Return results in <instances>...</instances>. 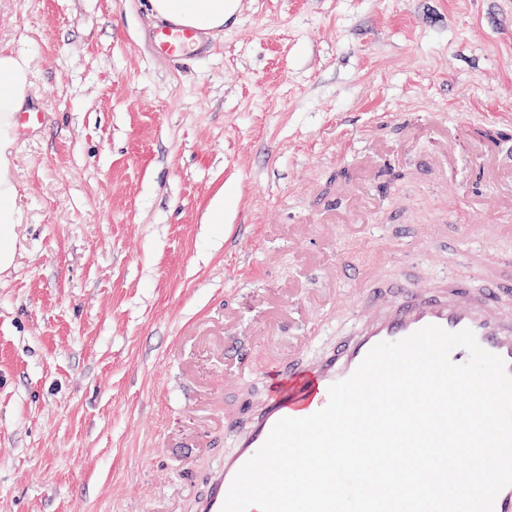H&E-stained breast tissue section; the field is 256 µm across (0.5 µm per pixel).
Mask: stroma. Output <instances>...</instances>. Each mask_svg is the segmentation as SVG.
<instances>
[{"label": "stroma", "instance_id": "stroma-1", "mask_svg": "<svg viewBox=\"0 0 512 512\" xmlns=\"http://www.w3.org/2000/svg\"><path fill=\"white\" fill-rule=\"evenodd\" d=\"M159 25L143 0H0L45 114L11 147L0 512H157L177 488L194 512L234 447L219 419L356 329L355 271L478 302L512 271V237H458L512 185L415 118L512 113V0H239L179 64ZM428 224L440 248L405 241Z\"/></svg>", "mask_w": 512, "mask_h": 512}]
</instances>
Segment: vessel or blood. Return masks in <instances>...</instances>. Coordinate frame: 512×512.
<instances>
[{
    "label": "vessel or blood",
    "mask_w": 512,
    "mask_h": 512,
    "mask_svg": "<svg viewBox=\"0 0 512 512\" xmlns=\"http://www.w3.org/2000/svg\"><path fill=\"white\" fill-rule=\"evenodd\" d=\"M200 38L197 30L167 23L156 31L154 41L163 55L171 60L183 57L187 48ZM482 122L503 131L512 130V115H470L462 124H449L448 144L460 142V126ZM489 222L463 225L464 234H477L482 240L512 232L511 224H501L497 215L511 208L498 198L489 197L483 205ZM363 303L371 310L369 321L363 322L353 337L339 342L311 367L296 366L276 370L263 407L249 415L245 432L235 439L234 450L211 473L208 486L195 502V512H222L231 483L241 467L258 451L275 423L283 418H304L323 409L329 402L330 387L350 377L369 351L383 341H397L415 331L436 325L450 332L472 330L478 344L503 358L512 369V309L502 304L512 295V272L491 279L486 297L475 303L465 297L463 284L451 283L449 292L421 286L411 281L396 285L390 301H377V284L363 279Z\"/></svg>",
    "instance_id": "vessel-or-blood-1"
}]
</instances>
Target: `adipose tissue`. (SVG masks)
<instances>
[{
    "label": "adipose tissue",
    "instance_id": "obj_1",
    "mask_svg": "<svg viewBox=\"0 0 512 512\" xmlns=\"http://www.w3.org/2000/svg\"><path fill=\"white\" fill-rule=\"evenodd\" d=\"M149 13L160 20L202 32L223 29L237 10L235 0H147ZM30 87L29 60L24 52L0 48V269L14 259L16 232L22 220L18 191L8 175V149L13 142L12 113L24 109Z\"/></svg>",
    "mask_w": 512,
    "mask_h": 512
}]
</instances>
